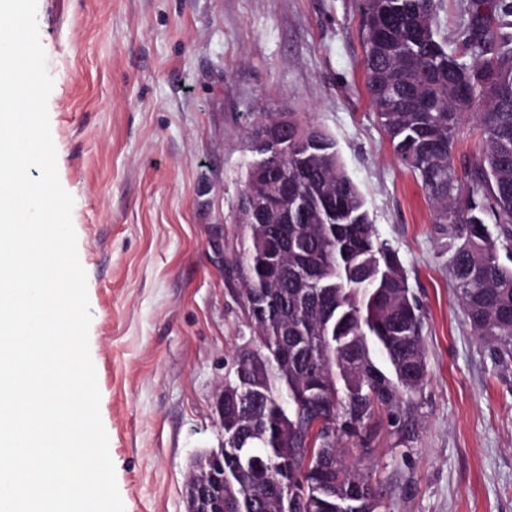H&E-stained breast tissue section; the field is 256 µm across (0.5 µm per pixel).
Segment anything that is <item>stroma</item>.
<instances>
[{"instance_id":"35a3bbf8","label":"stroma","mask_w":512,"mask_h":512,"mask_svg":"<svg viewBox=\"0 0 512 512\" xmlns=\"http://www.w3.org/2000/svg\"><path fill=\"white\" fill-rule=\"evenodd\" d=\"M464 3L437 19L458 52ZM37 24L125 512H184L191 457L224 437L216 391L250 333L227 263L269 112L331 137L422 308L423 388L376 411L368 455L346 440L351 460L390 512H512V362L467 325L456 241L370 104L360 0H38Z\"/></svg>"}]
</instances>
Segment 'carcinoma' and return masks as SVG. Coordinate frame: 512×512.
Listing matches in <instances>:
<instances>
[{
    "label": "carcinoma",
    "instance_id": "1",
    "mask_svg": "<svg viewBox=\"0 0 512 512\" xmlns=\"http://www.w3.org/2000/svg\"><path fill=\"white\" fill-rule=\"evenodd\" d=\"M437 0H362L370 102L400 161L459 241L451 274L473 333L512 360V0H468V59L437 39ZM481 148L459 170L461 124ZM270 191L297 207L243 225L229 264L243 286L258 351L241 347L225 384L253 397L224 404L229 512H387L346 458L375 411L411 403L426 377L423 318L395 251L379 240L332 139L288 113V152ZM247 167L239 215L254 207ZM288 227V252L271 254Z\"/></svg>",
    "mask_w": 512,
    "mask_h": 512
}]
</instances>
